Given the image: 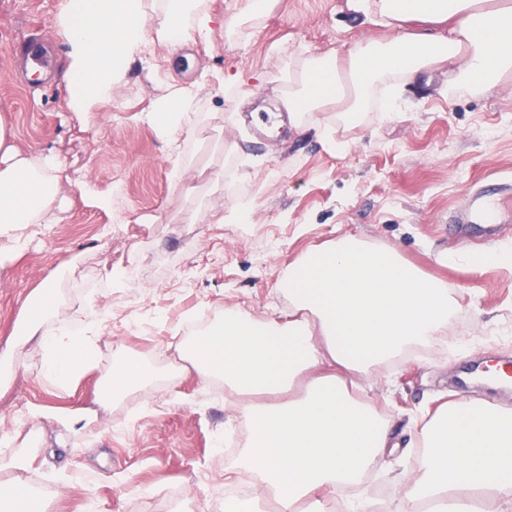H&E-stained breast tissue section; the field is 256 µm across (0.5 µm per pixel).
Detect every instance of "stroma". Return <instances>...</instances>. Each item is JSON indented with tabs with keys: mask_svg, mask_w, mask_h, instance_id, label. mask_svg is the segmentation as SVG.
<instances>
[{
	"mask_svg": "<svg viewBox=\"0 0 512 512\" xmlns=\"http://www.w3.org/2000/svg\"><path fill=\"white\" fill-rule=\"evenodd\" d=\"M245 3L213 0L224 26L209 42L152 43L111 104L78 110L59 22L65 0H0V99L10 103L0 120L23 146L64 158L70 179L58 223L42 227L24 256L0 258V351L13 341L23 300L45 279L56 281L66 327L112 313L100 328L107 350L77 388L44 379L32 347L0 390V440L25 447L28 407L47 413L37 463L49 512H213L215 489L248 476L222 449L241 431V399L209 397V382L181 359L186 324L206 314L219 322L228 307L287 317L289 266L346 235L443 280L455 302L442 344L370 369L369 398L389 423L392 449L362 477L360 497L384 495L381 512L405 500L426 410L448 401L512 411L511 388L457 383L473 363L512 361V267L491 260L512 249V75L463 89L449 84L447 69H433L406 87L396 111L383 110L388 88L380 84L356 121L330 102L312 113L310 129L284 127L270 138L242 122L228 77L263 74L246 108L266 125L284 112L279 52L341 54L391 33L360 25L347 0H277L256 20L241 16ZM23 38L50 60L40 84L9 53ZM172 83L197 90L210 114L181 154L145 120ZM196 151L223 175L199 204L224 221L190 228L191 203L171 172ZM491 183L504 217L494 235L455 224ZM104 196L110 208L100 206ZM239 204L249 223H238ZM126 356L158 377L101 409L113 361ZM93 410L98 420L88 426L59 420ZM170 487L181 488L179 499H165Z\"/></svg>",
	"mask_w": 512,
	"mask_h": 512,
	"instance_id": "stroma-1",
	"label": "stroma"
}]
</instances>
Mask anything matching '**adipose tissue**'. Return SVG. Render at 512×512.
Returning <instances> with one entry per match:
<instances>
[{"instance_id": "adipose-tissue-1", "label": "adipose tissue", "mask_w": 512, "mask_h": 512, "mask_svg": "<svg viewBox=\"0 0 512 512\" xmlns=\"http://www.w3.org/2000/svg\"><path fill=\"white\" fill-rule=\"evenodd\" d=\"M351 10L374 26L393 28L386 42L362 41L347 51L358 95L388 80L425 68L450 66L454 84L478 87L512 73V0H348ZM72 59L71 99L107 103L128 64L145 44L177 45L209 40L219 21L210 0H70L66 11ZM336 56H318L302 66L286 63L291 126L334 100L330 83ZM196 92L179 88L162 97L148 121L167 141L199 126ZM63 162L53 151L19 145L0 122V253H22L36 229L48 223L61 195ZM317 278L305 272L307 255L288 271L284 288L293 312L287 321L252 318L228 307L223 320L181 344L202 380L223 379L243 396L240 423L251 436L242 465L270 491L277 512H324L383 456L388 429L375 407L353 398L347 376L369 365L430 345L448 325L450 299L444 283L405 265L392 251L344 236L324 248ZM21 340L0 353V386L27 343H36L45 379L75 388L100 349L96 324L75 335L58 324L53 284L22 304ZM144 363L121 359L100 405L151 379ZM460 404L426 413L423 456L415 485L399 512H419L425 501L447 512H475L486 492L497 512H512V412L479 409L476 422L461 427ZM37 449L0 447V512H47L37 494L41 472Z\"/></svg>"}]
</instances>
